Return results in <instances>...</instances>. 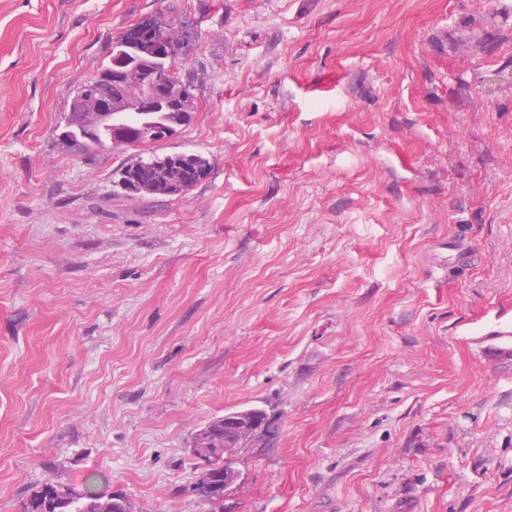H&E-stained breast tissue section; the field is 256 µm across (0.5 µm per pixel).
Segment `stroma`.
<instances>
[{
    "instance_id": "obj_1",
    "label": "stroma",
    "mask_w": 512,
    "mask_h": 512,
    "mask_svg": "<svg viewBox=\"0 0 512 512\" xmlns=\"http://www.w3.org/2000/svg\"><path fill=\"white\" fill-rule=\"evenodd\" d=\"M182 37L171 138L62 136L119 35ZM205 156L175 198L124 164ZM512 0H0V512L46 479L200 512L195 432L260 406L223 512H512ZM109 133L103 130L92 131L87 137H73L68 141L73 146H76L81 153L90 154L95 150L111 146L109 141ZM112 148L121 146L124 148L134 147L133 137L124 129L114 127L112 131ZM110 147V148H111ZM172 155L140 158L120 170L127 174L129 187L126 191L135 195L174 197L169 194L168 185L159 183L161 169L167 160L172 159ZM488 334L483 348L486 359L492 364L509 363L512 359L511 330H494Z\"/></svg>"
}]
</instances>
